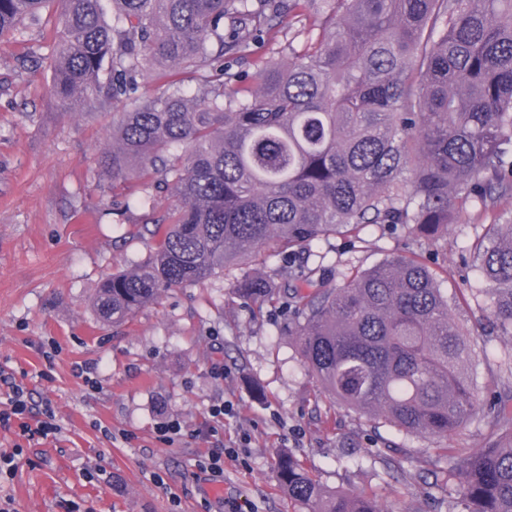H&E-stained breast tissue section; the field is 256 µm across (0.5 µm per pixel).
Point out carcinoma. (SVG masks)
<instances>
[{
  "label": "carcinoma",
  "mask_w": 512,
  "mask_h": 512,
  "mask_svg": "<svg viewBox=\"0 0 512 512\" xmlns=\"http://www.w3.org/2000/svg\"><path fill=\"white\" fill-rule=\"evenodd\" d=\"M321 2L317 42L288 63L260 64L224 87V59L283 15ZM0 0V39L57 5L52 92L66 112L110 106L112 145L98 164L108 189L141 195L149 258L103 281L100 320L123 323L162 291L207 281L262 250L295 256L315 241L403 227L431 245L463 206L512 195V0ZM172 67L197 80L136 97L137 78ZM208 69L217 79L199 76ZM179 204L153 216V191ZM485 283L498 332L512 339V224H486L462 256ZM435 269L412 252L336 285L246 276L233 293L283 307L288 335L335 400L427 437L455 475L450 441L477 412L496 428L464 461L459 512H512V391L479 398L473 346ZM277 481L309 512H384L376 496L327 490L278 454Z\"/></svg>",
  "instance_id": "obj_1"
}]
</instances>
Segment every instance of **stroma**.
Here are the masks:
<instances>
[{
    "label": "stroma",
    "instance_id": "35a3bbf8",
    "mask_svg": "<svg viewBox=\"0 0 512 512\" xmlns=\"http://www.w3.org/2000/svg\"><path fill=\"white\" fill-rule=\"evenodd\" d=\"M54 27L45 13L0 44V365L51 401L62 431L28 444L0 428V453L16 463L0 498L15 512H234L245 501L251 512H308L277 485L285 449L326 488L373 491L386 512H448L457 483L431 442L334 401L304 364L286 312L253 313L233 294L242 277L277 276L282 257L165 290L122 326L97 319L100 281L145 261L155 240L140 232L139 210L113 208L104 190L103 108L65 113L51 93ZM318 36L281 23L230 70L289 59ZM485 221L465 212L434 246L373 226L360 240L312 243L292 264L324 266L340 284L353 267L410 252L444 260L442 287L459 299L456 317L474 343L471 375L507 387L508 341L487 329L479 277L461 266ZM221 401L230 411L211 436L209 411ZM220 444L228 452L216 478L199 463ZM218 482L220 498L209 492Z\"/></svg>",
    "mask_w": 512,
    "mask_h": 512
}]
</instances>
